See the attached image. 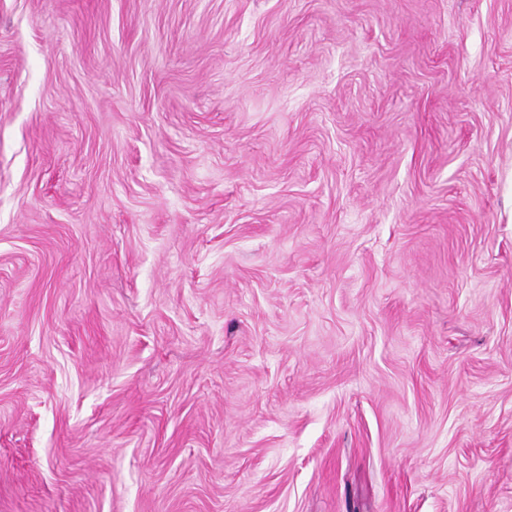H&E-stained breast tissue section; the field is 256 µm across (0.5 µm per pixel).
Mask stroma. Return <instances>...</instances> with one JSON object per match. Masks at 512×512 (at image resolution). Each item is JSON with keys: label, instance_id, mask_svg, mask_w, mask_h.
Returning a JSON list of instances; mask_svg holds the SVG:
<instances>
[{"label": "stroma", "instance_id": "1", "mask_svg": "<svg viewBox=\"0 0 512 512\" xmlns=\"http://www.w3.org/2000/svg\"><path fill=\"white\" fill-rule=\"evenodd\" d=\"M0 512H512V0H0Z\"/></svg>", "mask_w": 512, "mask_h": 512}]
</instances>
